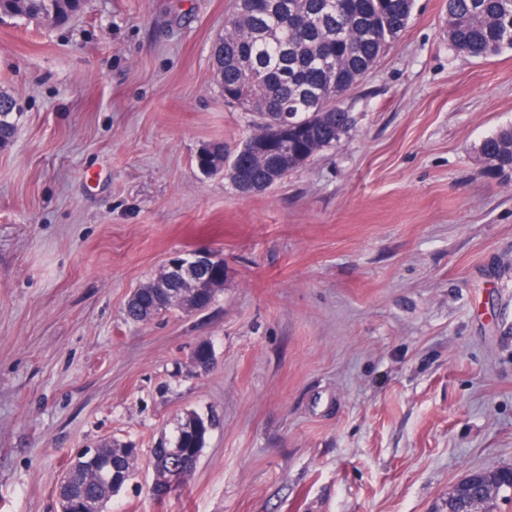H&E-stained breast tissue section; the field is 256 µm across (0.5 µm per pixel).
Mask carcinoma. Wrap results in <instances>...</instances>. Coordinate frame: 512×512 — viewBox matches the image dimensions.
Instances as JSON below:
<instances>
[{
  "instance_id": "1",
  "label": "carcinoma",
  "mask_w": 512,
  "mask_h": 512,
  "mask_svg": "<svg viewBox=\"0 0 512 512\" xmlns=\"http://www.w3.org/2000/svg\"><path fill=\"white\" fill-rule=\"evenodd\" d=\"M415 0H236L226 19L224 35L215 42L214 66L224 100L251 113L253 132L244 142L252 158L228 178L242 193L265 183L273 166L282 177L340 142L352 126L349 112L337 100L349 93L378 62L385 50L405 32ZM85 0H0V16L28 22L51 16L70 21ZM443 32L448 45L470 58L487 59L512 51V0H446ZM21 113L17 101L0 91V142L14 137ZM486 160L512 167V126L502 128L481 144ZM224 289V260L210 276V287L195 297L211 306ZM186 303L162 304L151 294L127 301L128 323L172 311H185ZM214 355L209 344H199L193 363L208 371ZM216 418L186 411L160 448H176L174 456L154 452L151 465L155 499L188 483ZM138 466L137 448L105 443L97 453L83 450L66 468L62 490L64 512H108L112 481ZM512 483L497 479L492 486L470 485L464 498L450 504L454 512L468 509L475 499L483 512H496Z\"/></svg>"
}]
</instances>
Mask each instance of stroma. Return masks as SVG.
Wrapping results in <instances>:
<instances>
[{"mask_svg":"<svg viewBox=\"0 0 512 512\" xmlns=\"http://www.w3.org/2000/svg\"><path fill=\"white\" fill-rule=\"evenodd\" d=\"M416 0L342 101L350 132L264 191L194 165L252 117L214 81L234 0H88L68 25L0 16V512H59L71 456H149L188 410L217 424L186 487L110 512H448L512 467V52L472 59ZM211 250L206 311L132 326L130 292ZM210 343L197 374L192 354ZM16 99L6 91H0V142H6L14 137L15 130L21 116L17 112ZM486 160L500 167H512V126L502 128L481 144Z\"/></svg>","mask_w":512,"mask_h":512,"instance_id":"1","label":"stroma"}]
</instances>
